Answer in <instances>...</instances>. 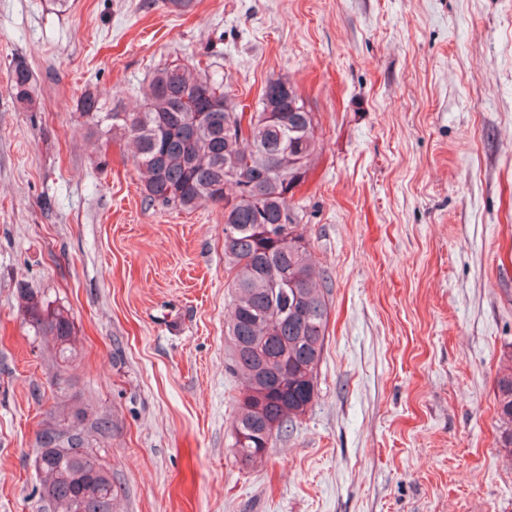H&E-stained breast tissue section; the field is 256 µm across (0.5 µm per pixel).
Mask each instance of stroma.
Wrapping results in <instances>:
<instances>
[{"label": "stroma", "mask_w": 512, "mask_h": 512, "mask_svg": "<svg viewBox=\"0 0 512 512\" xmlns=\"http://www.w3.org/2000/svg\"><path fill=\"white\" fill-rule=\"evenodd\" d=\"M206 60L319 122L295 191L330 290L316 398L241 467L224 209L150 204L80 112L135 111ZM32 70L36 103L10 88ZM65 306L75 356L23 322ZM512 363V0H0V512H43L37 435L92 432L115 512H512L495 380ZM10 86L18 102L26 107L34 103L33 74L23 61L16 62L10 72Z\"/></svg>", "instance_id": "35a3bbf8"}]
</instances>
